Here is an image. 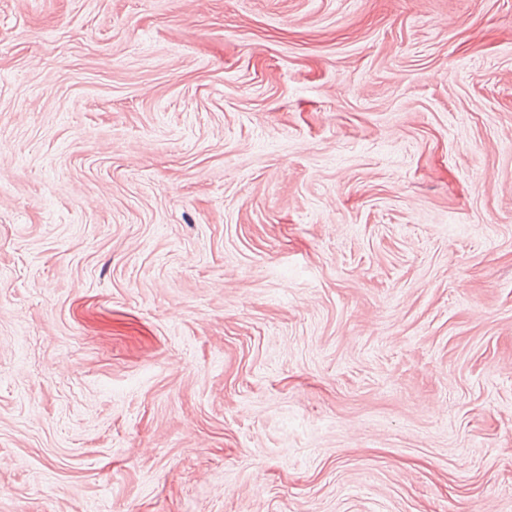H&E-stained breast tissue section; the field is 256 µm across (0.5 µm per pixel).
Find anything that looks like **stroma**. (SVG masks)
I'll list each match as a JSON object with an SVG mask.
<instances>
[{
  "instance_id": "35a3bbf8",
  "label": "stroma",
  "mask_w": 512,
  "mask_h": 512,
  "mask_svg": "<svg viewBox=\"0 0 512 512\" xmlns=\"http://www.w3.org/2000/svg\"><path fill=\"white\" fill-rule=\"evenodd\" d=\"M0 512H512V0H0Z\"/></svg>"
}]
</instances>
